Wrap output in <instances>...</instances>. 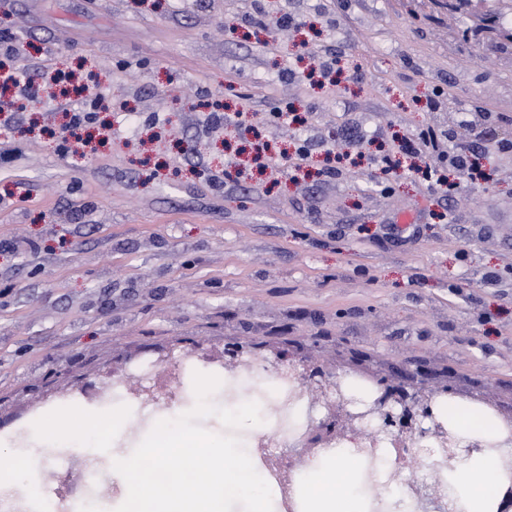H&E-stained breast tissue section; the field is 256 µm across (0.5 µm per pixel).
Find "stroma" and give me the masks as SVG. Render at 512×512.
<instances>
[{"mask_svg": "<svg viewBox=\"0 0 512 512\" xmlns=\"http://www.w3.org/2000/svg\"><path fill=\"white\" fill-rule=\"evenodd\" d=\"M0 0L11 64L40 76L57 63L107 90L85 155L60 148L65 112L37 102L0 114V478L36 512L63 465L90 472L67 512H114L112 475L153 428L130 400L92 405L71 391L100 371L166 352L252 346L255 400L278 344L341 375L407 376L487 393L512 416V153L483 180L446 194L418 174H387L380 154L431 127L473 138L472 113L512 138V53L477 48L435 0ZM328 55L348 78L318 85L300 63ZM240 111L274 152L307 143L298 170L258 173L208 104ZM292 109L299 126L271 122ZM137 134L112 131L128 113ZM366 133V143L345 129ZM348 154L323 174L331 143ZM126 420L94 444L43 441L48 422Z\"/></svg>", "mask_w": 512, "mask_h": 512, "instance_id": "35a3bbf8", "label": "stroma"}]
</instances>
